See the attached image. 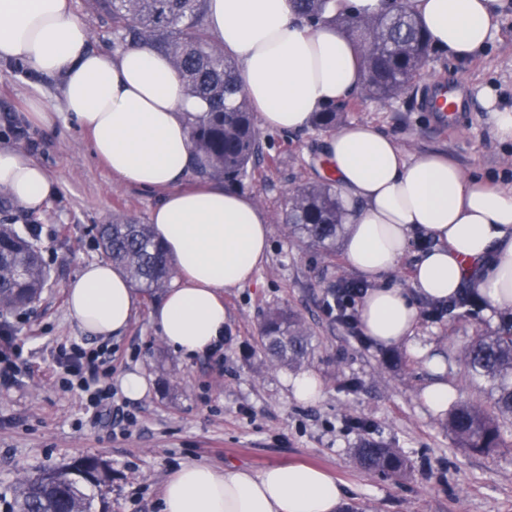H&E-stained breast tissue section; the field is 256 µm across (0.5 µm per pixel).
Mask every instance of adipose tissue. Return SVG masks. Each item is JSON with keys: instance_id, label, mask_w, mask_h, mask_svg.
Segmentation results:
<instances>
[{"instance_id": "ef3b65f1", "label": "adipose tissue", "mask_w": 512, "mask_h": 512, "mask_svg": "<svg viewBox=\"0 0 512 512\" xmlns=\"http://www.w3.org/2000/svg\"><path fill=\"white\" fill-rule=\"evenodd\" d=\"M409 5L437 50L467 61L488 44L505 0ZM206 24L237 60L264 128H310L316 112L359 89L354 44L334 26L308 27L289 0H208ZM89 39L69 0H0V63L21 62L62 80V112L33 97L29 122L51 127L59 115L74 119L113 176L160 193L150 220L176 277L152 320L185 358L212 353L224 341L225 290L250 282L266 259L269 218L254 199L217 182H189L201 159L188 121L204 105L186 96L167 56L144 47L107 55L91 50ZM324 154L352 209L344 257L373 284L360 306L365 336L408 342L418 320L412 294L451 301L465 283L487 312L512 307V183L491 185L440 154L406 156L391 136L362 123L328 133ZM0 189L37 211L52 181L26 151L0 147ZM418 235L432 245L412 270L411 290L387 286ZM66 294L71 317L102 338L123 334L139 301L127 275L107 261L83 267ZM341 501L336 478L312 466L275 464L254 473L192 463L166 481L161 512H338Z\"/></svg>"}]
</instances>
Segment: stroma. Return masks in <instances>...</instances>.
<instances>
[{"label": "stroma", "mask_w": 512, "mask_h": 512, "mask_svg": "<svg viewBox=\"0 0 512 512\" xmlns=\"http://www.w3.org/2000/svg\"><path fill=\"white\" fill-rule=\"evenodd\" d=\"M458 87L470 101L443 125L426 107L434 85ZM512 107V0L484 52L460 63L434 51L413 81V93L381 104L353 95L344 123H369L395 138L409 155L437 153L468 174L512 181V144L499 141L482 98ZM42 97L60 106L57 79L24 66L0 65V145L28 151L48 171L54 192L31 213L0 197V221L38 224L51 286L30 309L8 314L22 358L14 379L0 380V512H11L20 473L52 470L87 454L106 460L112 480L91 488L111 512H161L162 488L182 465L200 462L260 471L273 464L304 463L334 475L343 508L361 512H512V433L500 448L479 454L460 447L422 393L435 378L457 399L491 405L490 394L471 382L457 358L476 329L494 330L501 313L483 303L449 308L431 317L433 299L414 301L419 320L412 344L360 343L324 308L328 288L360 281L343 253L322 259L317 250L290 242L281 219L291 189L322 181L325 134L261 129L265 161L250 168L236 190L267 213L269 246L251 282L224 292L228 327L217 352L185 360L167 347L151 321L154 301L142 300L123 336L101 339L84 332L66 307L65 288L88 263L102 259L95 228L121 215L149 223L157 196L124 184L92 155L89 137L68 118L50 128L25 120V103ZM292 309L306 321L314 353L305 371L323 382L315 403L295 399L285 385L290 371L268 366L259 327L272 308ZM102 352L111 373L112 398L99 410L63 388L62 348ZM439 359L435 374L427 360ZM140 370L149 385L128 400L121 376ZM373 441L399 450L409 461L397 479L362 471L354 458Z\"/></svg>", "instance_id": "stroma-1"}]
</instances>
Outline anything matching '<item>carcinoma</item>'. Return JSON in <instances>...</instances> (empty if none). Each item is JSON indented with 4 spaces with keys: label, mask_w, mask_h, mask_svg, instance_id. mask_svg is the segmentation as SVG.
<instances>
[{
    "label": "carcinoma",
    "mask_w": 512,
    "mask_h": 512,
    "mask_svg": "<svg viewBox=\"0 0 512 512\" xmlns=\"http://www.w3.org/2000/svg\"><path fill=\"white\" fill-rule=\"evenodd\" d=\"M207 0H89L92 9L107 14L117 43L147 46L169 57L188 96L207 104L206 113L190 126V138L204 161L195 170L203 179L234 183L263 156L251 103L242 91L235 60L217 46L205 25ZM372 16L336 8V0H290L294 13L316 27L332 24L357 44L360 51L364 98L390 102L410 89L411 78L434 50L427 32L405 0H382ZM345 103L316 113L313 126L333 132ZM347 210L332 181L292 191L282 223L294 243L313 247L325 258L336 251ZM107 259L120 267L133 285L149 298L165 291L175 274L173 263L153 227L136 220L115 218L96 227ZM48 274L36 245L14 224L0 222V316L34 303ZM260 338L270 363L297 365L309 360L313 336L291 309L269 311ZM468 374L485 382L493 395L494 412L461 401L448 412V432L462 448L485 453L502 445L505 423L512 424V317L502 319L494 332L476 330L461 351ZM360 467L370 474L399 478L408 470L396 449L376 442L357 448ZM92 478L90 484L87 478ZM112 479L106 461L86 455L72 465L24 476L12 512H93L86 486Z\"/></svg>",
    "instance_id": "cac0c4a2"
}]
</instances>
